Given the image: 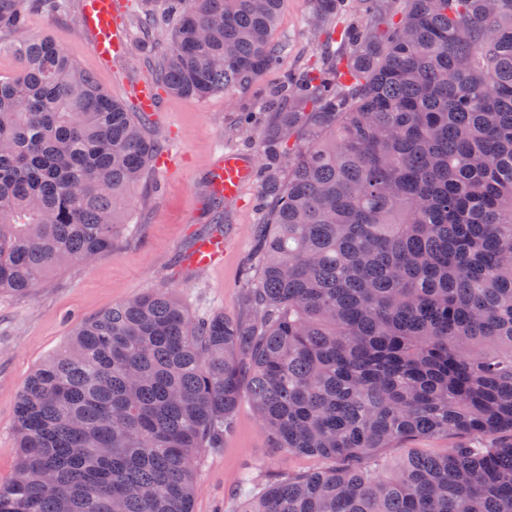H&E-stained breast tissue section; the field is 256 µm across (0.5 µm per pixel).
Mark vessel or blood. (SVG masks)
<instances>
[{"label":"vessel or blood","instance_id":"1","mask_svg":"<svg viewBox=\"0 0 512 512\" xmlns=\"http://www.w3.org/2000/svg\"><path fill=\"white\" fill-rule=\"evenodd\" d=\"M81 25L92 38V51L103 62L120 57L125 49L127 32L118 21L116 0H82ZM251 160L238 153L223 154L207 177L210 195L231 200L237 198L252 177ZM223 237L197 240L186 254L185 263L194 269L211 268L224 258Z\"/></svg>","mask_w":512,"mask_h":512}]
</instances>
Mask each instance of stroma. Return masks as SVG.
Segmentation results:
<instances>
[{"label":"stroma","mask_w":512,"mask_h":512,"mask_svg":"<svg viewBox=\"0 0 512 512\" xmlns=\"http://www.w3.org/2000/svg\"><path fill=\"white\" fill-rule=\"evenodd\" d=\"M44 34L91 72L102 88L127 104L135 85L152 81L165 49L160 43L155 51L144 50L132 31L124 55L103 65L90 49L76 9L61 15L29 10L22 37ZM273 40L287 43L288 49L252 88L202 99L161 94L149 128L180 163L173 172L150 164L130 200L128 228L112 252L89 264L52 272L34 294H0V482L9 480L17 466L13 421L19 395L32 370L64 346L75 321L150 292L175 297L197 319L216 313L232 319L246 316L242 274L257 258L255 228L268 202L255 179L244 186L241 200L210 204L204 194L205 174L225 151L260 159L264 133L277 114L256 111L257 93L275 86L284 73L317 64L323 57L325 36L316 20L315 0H283ZM247 113L252 127L245 131L238 121ZM218 224L229 238L223 262L207 270L186 269L182 257L193 238ZM474 441V436L460 434L419 438L382 449L381 455L392 466L412 451L436 455ZM323 465V460L271 447L251 406L241 402L223 447L203 448L196 455L193 512H242L245 500L230 498L229 492L243 469H250L262 486L280 475Z\"/></svg>","instance_id":"35a3bbf8"}]
</instances>
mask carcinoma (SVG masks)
I'll list each match as a JSON object with an SVG mask.
<instances>
[{"mask_svg": "<svg viewBox=\"0 0 512 512\" xmlns=\"http://www.w3.org/2000/svg\"><path fill=\"white\" fill-rule=\"evenodd\" d=\"M283 0H164L158 87L205 98L275 66ZM0 0V31L26 7ZM351 0H317L321 19ZM325 67L264 101L288 178L248 313L194 320L147 294L77 324L15 412L0 512H192L194 454L247 398L272 447L341 466L288 474L241 512H512V0H360ZM0 75V291L112 251L162 141L47 35ZM470 433L388 474L378 451Z\"/></svg>", "mask_w": 512, "mask_h": 512, "instance_id": "1", "label": "carcinoma"}]
</instances>
